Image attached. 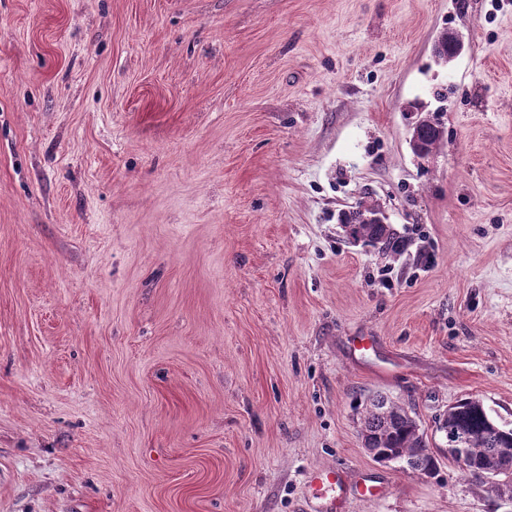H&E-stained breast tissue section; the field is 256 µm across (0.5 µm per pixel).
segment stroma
<instances>
[{
  "instance_id": "stroma-1",
  "label": "stroma",
  "mask_w": 512,
  "mask_h": 512,
  "mask_svg": "<svg viewBox=\"0 0 512 512\" xmlns=\"http://www.w3.org/2000/svg\"><path fill=\"white\" fill-rule=\"evenodd\" d=\"M375 393L436 476L366 452ZM471 396L512 422V0H0V512H318L330 466L512 512L436 430ZM419 138L426 144L427 153L439 144L441 138H443V128L437 117L421 116ZM421 140L416 138L411 141L415 153L422 152L423 144ZM355 207L351 211L344 212L341 219L342 224L350 227L351 238L363 239L375 245L380 244L381 249L394 254L398 253L401 246L400 241L389 225L385 224L383 215L377 214L373 217V223L376 224H370L366 219L368 214L376 213L375 204L363 200L358 202Z\"/></svg>"
}]
</instances>
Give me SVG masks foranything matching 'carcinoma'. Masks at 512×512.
<instances>
[{
  "label": "carcinoma",
  "mask_w": 512,
  "mask_h": 512,
  "mask_svg": "<svg viewBox=\"0 0 512 512\" xmlns=\"http://www.w3.org/2000/svg\"><path fill=\"white\" fill-rule=\"evenodd\" d=\"M419 138L426 144L427 151H432L443 138L439 119L421 117ZM376 211L375 204L363 200L356 204L355 209L343 213L341 222L350 228L352 239L378 244L381 249L396 254L400 250V241L395 232L387 224H371L366 219ZM437 431L449 443L460 436L469 440L471 463L459 466L463 476L482 483L483 472L497 468L501 471L503 483L490 485L488 489L498 497L512 492V452H503L505 448L512 449L511 423L498 421L481 400L469 397L448 406L443 424L437 427ZM360 435L363 447L378 449L385 459H393L427 475L437 470V453L430 448L417 419L384 395L377 394L366 403Z\"/></svg>",
  "instance_id": "carcinoma-1"
}]
</instances>
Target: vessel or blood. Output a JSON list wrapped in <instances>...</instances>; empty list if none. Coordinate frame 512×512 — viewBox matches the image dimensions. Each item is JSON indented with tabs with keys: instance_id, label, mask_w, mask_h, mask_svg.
Wrapping results in <instances>:
<instances>
[{
	"instance_id": "vessel-or-blood-1",
	"label": "vessel or blood",
	"mask_w": 512,
	"mask_h": 512,
	"mask_svg": "<svg viewBox=\"0 0 512 512\" xmlns=\"http://www.w3.org/2000/svg\"><path fill=\"white\" fill-rule=\"evenodd\" d=\"M310 494L318 502L321 512H345L350 495L376 498L382 493L380 481L366 476L347 480L337 468H325L314 472L309 480Z\"/></svg>"
}]
</instances>
